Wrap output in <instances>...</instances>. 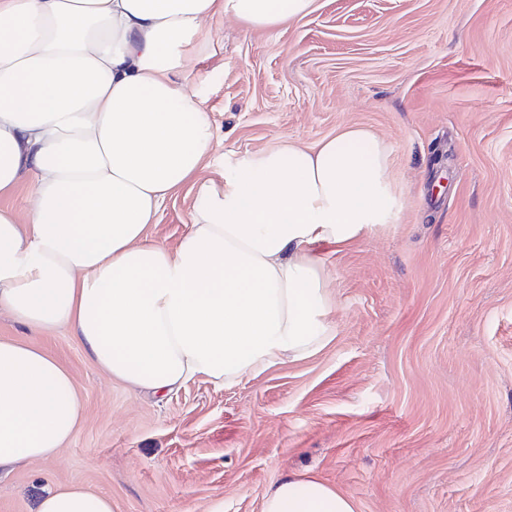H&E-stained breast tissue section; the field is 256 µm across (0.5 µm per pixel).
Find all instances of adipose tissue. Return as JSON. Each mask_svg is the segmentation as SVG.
<instances>
[{
	"instance_id": "1",
	"label": "adipose tissue",
	"mask_w": 512,
	"mask_h": 512,
	"mask_svg": "<svg viewBox=\"0 0 512 512\" xmlns=\"http://www.w3.org/2000/svg\"><path fill=\"white\" fill-rule=\"evenodd\" d=\"M314 0H0V196L33 180L26 215L0 206V313L69 328L108 377L164 393L301 359L328 342L333 301L314 245L395 219L390 154L350 126L283 140L203 176L212 124L177 75L234 18L269 31ZM195 192L177 247L149 238L167 198ZM82 405L45 351L0 340V469L52 458ZM37 512H112L78 486ZM263 512H356L316 476L292 475Z\"/></svg>"
}]
</instances>
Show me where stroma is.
Instances as JSON below:
<instances>
[{
	"mask_svg": "<svg viewBox=\"0 0 512 512\" xmlns=\"http://www.w3.org/2000/svg\"><path fill=\"white\" fill-rule=\"evenodd\" d=\"M209 27L181 74L213 126L205 175L361 126L389 148L397 216L315 246L328 343L232 385L137 395L70 330L1 313L0 338L56 356L83 411L55 457L0 474V512L68 485L112 512H262L302 473L357 512H512V0H316L273 31ZM194 204L176 192L151 239L176 247Z\"/></svg>",
	"mask_w": 512,
	"mask_h": 512,
	"instance_id": "1",
	"label": "stroma"
}]
</instances>
